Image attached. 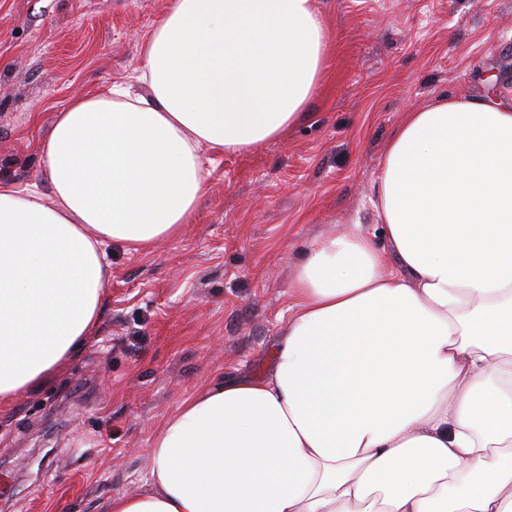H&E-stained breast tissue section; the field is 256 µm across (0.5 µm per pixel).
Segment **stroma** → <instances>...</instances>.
Segmentation results:
<instances>
[{"label": "stroma", "mask_w": 512, "mask_h": 512, "mask_svg": "<svg viewBox=\"0 0 512 512\" xmlns=\"http://www.w3.org/2000/svg\"><path fill=\"white\" fill-rule=\"evenodd\" d=\"M170 0H0V176L52 202L40 141L69 99L128 82ZM330 63L306 120L205 152L179 235L113 245L103 316L55 380L0 416V512H108L204 381L262 374L317 238L361 224L388 143L436 98L512 96V0H318Z\"/></svg>", "instance_id": "stroma-1"}]
</instances>
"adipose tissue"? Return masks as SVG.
<instances>
[{
	"instance_id": "1",
	"label": "adipose tissue",
	"mask_w": 512,
	"mask_h": 512,
	"mask_svg": "<svg viewBox=\"0 0 512 512\" xmlns=\"http://www.w3.org/2000/svg\"><path fill=\"white\" fill-rule=\"evenodd\" d=\"M328 55L316 0H171L147 94L70 100L41 143L54 204L0 180V413L92 336L107 244L176 236L204 151L306 119ZM375 210L386 248L358 224L312 243L269 371L182 400L109 512H512V99L408 113Z\"/></svg>"
}]
</instances>
